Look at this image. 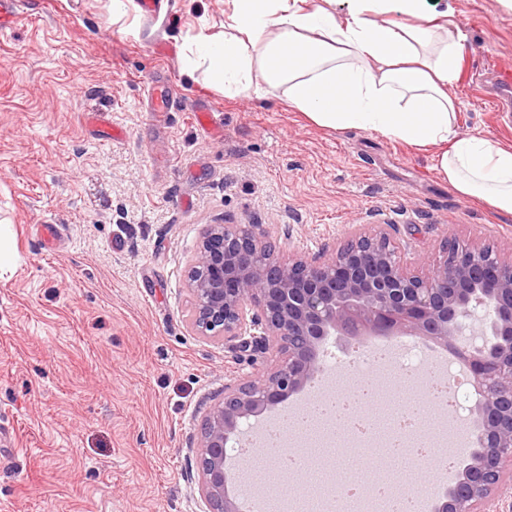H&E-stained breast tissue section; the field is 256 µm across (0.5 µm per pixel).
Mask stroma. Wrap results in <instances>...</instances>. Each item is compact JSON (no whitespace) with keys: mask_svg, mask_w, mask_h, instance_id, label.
<instances>
[{"mask_svg":"<svg viewBox=\"0 0 512 512\" xmlns=\"http://www.w3.org/2000/svg\"><path fill=\"white\" fill-rule=\"evenodd\" d=\"M168 2L163 26L135 5L113 21L110 0H24L0 39V224L15 250L0 270V512H202L201 421L255 371L190 324L186 271L208 225H264L286 255L333 248L359 224L396 225L414 260L446 237L512 255V215L455 195L431 153L184 73L187 36L231 3ZM428 6L463 34L462 129L512 146L490 70L512 61V9ZM156 70L185 106L165 125L147 112ZM47 221L64 229L59 250L35 235Z\"/></svg>","mask_w":512,"mask_h":512,"instance_id":"obj_1","label":"stroma"}]
</instances>
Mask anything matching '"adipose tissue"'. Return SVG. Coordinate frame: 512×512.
I'll use <instances>...</instances> for the list:
<instances>
[{"label": "adipose tissue", "instance_id": "obj_1", "mask_svg": "<svg viewBox=\"0 0 512 512\" xmlns=\"http://www.w3.org/2000/svg\"><path fill=\"white\" fill-rule=\"evenodd\" d=\"M332 3L232 0L222 32L191 37L184 68L228 97L285 96L322 128L434 150L437 176L458 196L512 215V147L457 123L461 31L426 0H345L341 15Z\"/></svg>", "mask_w": 512, "mask_h": 512}]
</instances>
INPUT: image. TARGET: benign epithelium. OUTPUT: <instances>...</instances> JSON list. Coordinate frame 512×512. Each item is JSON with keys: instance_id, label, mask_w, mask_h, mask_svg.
I'll list each match as a JSON object with an SVG mask.
<instances>
[{"instance_id": "obj_1", "label": "benign epithelium", "mask_w": 512, "mask_h": 512, "mask_svg": "<svg viewBox=\"0 0 512 512\" xmlns=\"http://www.w3.org/2000/svg\"><path fill=\"white\" fill-rule=\"evenodd\" d=\"M390 224L360 225L311 258L281 254L260 224H211L191 259L193 329L231 344L238 358L275 351L278 364L224 385L201 425L205 512H239L227 488L226 448L242 420L302 390L322 371L326 337L415 336L468 363L478 394L476 451L438 512H491L512 466V257L486 243L444 239L432 263L407 262ZM493 340L474 337L478 312Z\"/></svg>"}]
</instances>
